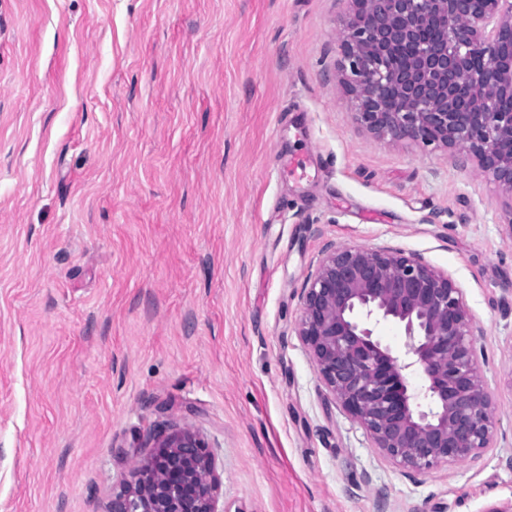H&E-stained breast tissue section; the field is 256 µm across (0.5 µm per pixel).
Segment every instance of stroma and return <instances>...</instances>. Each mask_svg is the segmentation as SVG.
<instances>
[{
  "instance_id": "stroma-1",
  "label": "stroma",
  "mask_w": 512,
  "mask_h": 512,
  "mask_svg": "<svg viewBox=\"0 0 512 512\" xmlns=\"http://www.w3.org/2000/svg\"><path fill=\"white\" fill-rule=\"evenodd\" d=\"M349 0H0V512H110L160 424L226 512L512 501V213L476 162L378 138L336 77ZM310 156L309 179L279 169ZM459 286L491 447L411 472L296 333L326 244Z\"/></svg>"
}]
</instances>
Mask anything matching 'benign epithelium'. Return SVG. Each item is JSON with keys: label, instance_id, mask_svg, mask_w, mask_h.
<instances>
[{"label": "benign epithelium", "instance_id": "7a95c632", "mask_svg": "<svg viewBox=\"0 0 512 512\" xmlns=\"http://www.w3.org/2000/svg\"><path fill=\"white\" fill-rule=\"evenodd\" d=\"M353 0L338 77L377 136L474 158L512 213V0ZM297 336L332 399L384 456L429 470L490 447L496 419L473 319L447 273L400 250L328 245L300 295ZM400 325L405 351L373 339ZM421 372L426 387L408 390ZM112 492V512H224L204 436L165 425Z\"/></svg>", "mask_w": 512, "mask_h": 512}]
</instances>
